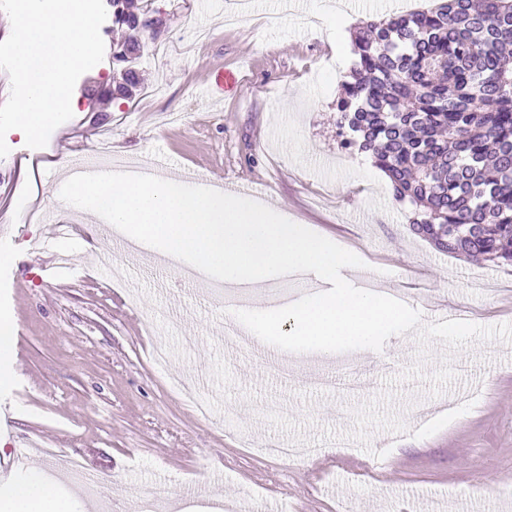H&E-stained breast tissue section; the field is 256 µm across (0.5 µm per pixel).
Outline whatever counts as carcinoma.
<instances>
[{"label": "carcinoma", "mask_w": 512, "mask_h": 512, "mask_svg": "<svg viewBox=\"0 0 512 512\" xmlns=\"http://www.w3.org/2000/svg\"><path fill=\"white\" fill-rule=\"evenodd\" d=\"M139 11L112 0L123 32L112 86L99 99L142 87L124 46ZM357 61L336 103L353 136L413 209L410 229L453 256L512 265V0H440L429 10L365 18Z\"/></svg>", "instance_id": "cac0c4a2"}]
</instances>
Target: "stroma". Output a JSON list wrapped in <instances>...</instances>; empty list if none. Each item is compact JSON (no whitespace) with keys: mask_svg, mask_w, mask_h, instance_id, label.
<instances>
[{"mask_svg":"<svg viewBox=\"0 0 512 512\" xmlns=\"http://www.w3.org/2000/svg\"><path fill=\"white\" fill-rule=\"evenodd\" d=\"M283 2L257 0L256 24L227 28L224 0H136L166 21L136 61L145 93L91 100L90 85L112 80L106 57L78 79L77 109L45 147L7 133L0 250L17 262L0 267V314L15 325L17 377L0 392V491L52 448L98 473L115 512H137L160 485L163 512H512V342L422 349L409 333L372 357L284 352L271 362L225 332V307L242 292L169 267L79 208L54 230L10 221L20 201L55 208L61 156L95 155L105 138L129 165L155 153L200 167L220 191L257 186V199L358 248L376 285L423 323L439 302L470 323H512V266L439 252L411 232V209L384 173L342 153L336 100L362 10L342 20L330 14L336 0L287 14ZM221 68L237 82L208 98ZM170 112L183 121L164 124ZM53 251L72 267H53ZM198 380L215 398L207 417L185 394ZM289 443L318 454L266 452Z\"/></svg>","mask_w":512,"mask_h":512,"instance_id":"35a3bbf8","label":"stroma"}]
</instances>
